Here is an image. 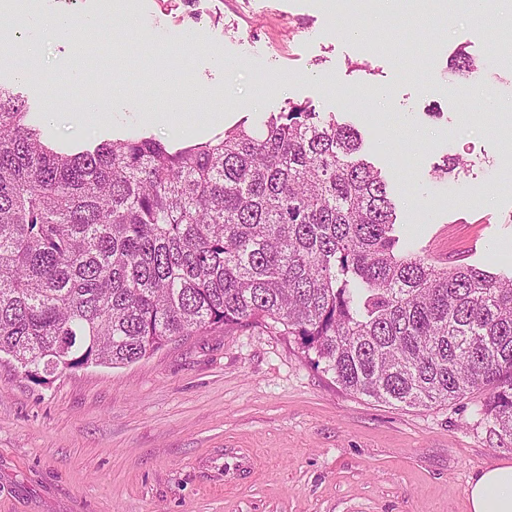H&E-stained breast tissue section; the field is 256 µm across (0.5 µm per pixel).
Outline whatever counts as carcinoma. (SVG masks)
<instances>
[{"mask_svg": "<svg viewBox=\"0 0 512 512\" xmlns=\"http://www.w3.org/2000/svg\"><path fill=\"white\" fill-rule=\"evenodd\" d=\"M459 80L480 69L465 51ZM0 86V352L37 382L267 319L345 390L408 407L479 393L512 437V276L402 252L359 131L302 104L172 150L57 148Z\"/></svg>", "mask_w": 512, "mask_h": 512, "instance_id": "cac0c4a2", "label": "carcinoma"}]
</instances>
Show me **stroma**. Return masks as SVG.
I'll use <instances>...</instances> for the list:
<instances>
[{
    "instance_id": "stroma-1",
    "label": "stroma",
    "mask_w": 512,
    "mask_h": 512,
    "mask_svg": "<svg viewBox=\"0 0 512 512\" xmlns=\"http://www.w3.org/2000/svg\"><path fill=\"white\" fill-rule=\"evenodd\" d=\"M123 0L110 58L88 63L102 120L65 79L103 32L45 29L36 67L62 105L0 60V84L62 148L135 134L172 149L289 104L362 134L361 155L398 201L396 227L440 268L512 272V0ZM491 63L458 84L457 50ZM188 64L172 90L186 112L137 122L160 100L149 73L167 52ZM461 164L440 170L444 156ZM474 398L405 407L344 390L266 321L212 325L120 367L27 377L0 353V512H469L465 489L512 463V438Z\"/></svg>"
}]
</instances>
